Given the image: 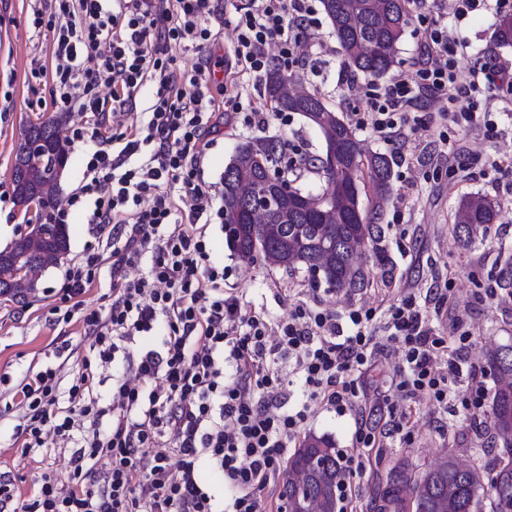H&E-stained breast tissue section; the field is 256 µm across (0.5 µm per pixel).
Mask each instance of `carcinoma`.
<instances>
[{
    "label": "carcinoma",
    "mask_w": 512,
    "mask_h": 512,
    "mask_svg": "<svg viewBox=\"0 0 512 512\" xmlns=\"http://www.w3.org/2000/svg\"><path fill=\"white\" fill-rule=\"evenodd\" d=\"M333 33L341 46L344 65L351 72L370 76L387 73L396 62L397 46L410 24V0H321ZM497 40L512 44V15L497 24ZM291 81L281 68L270 67L263 78L265 105L275 112H300L321 133L324 143L345 146L339 166L328 169L321 159L303 162L304 171L328 185L322 193L288 187L268 223L278 225L269 233L264 224L250 223L251 199L224 183V231L230 248L239 258L252 261L260 256L288 272L306 269L314 282L330 288L361 291L370 284V273L357 263V256L373 252L388 260L380 247L377 214L362 208V196H385L391 188L392 166L381 153L363 149L354 128L329 109L316 94L291 96L285 91ZM67 119L59 112L51 120L30 125L17 146L12 169L16 204L35 202L45 208L53 200L43 191L42 170L66 167L68 145L58 142L57 130ZM47 137L56 142L54 152L41 164L26 158V144ZM283 143L278 139H255L240 145L224 168V176L263 192L271 181L272 168L281 159ZM499 202L487 196L462 197L454 215V234L463 246L473 243V232L497 221ZM28 232L0 256V295L25 302L13 280L23 267L39 268L46 256L69 251L67 225L36 220ZM486 363L500 378H512V344L498 345L486 353ZM494 442L503 448L502 467L494 476L480 464H462L452 448L440 449V460L416 471L403 462L387 476L385 487L374 499V512H483L490 500L491 512H512V383L499 388L493 398ZM308 472L304 485L287 479L281 496L288 512H306L308 503L317 512H343L339 489L346 479L340 453L332 440L310 434L288 458V472Z\"/></svg>",
    "instance_id": "1"
}]
</instances>
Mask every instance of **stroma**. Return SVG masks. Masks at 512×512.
Listing matches in <instances>:
<instances>
[{"mask_svg":"<svg viewBox=\"0 0 512 512\" xmlns=\"http://www.w3.org/2000/svg\"><path fill=\"white\" fill-rule=\"evenodd\" d=\"M35 5V0H0V251L25 234L29 217L36 214L14 200L11 169L16 147L29 123L56 113L52 107L37 111L28 106L32 100L49 101L52 95L51 83L30 74L33 63L51 65L53 54L51 32L32 24ZM311 5L316 24L303 38L291 74L298 79L297 90L321 95L340 119L354 125L366 150L391 159V193L380 207L382 245L390 262L382 265L375 257H367L372 285L361 292L318 290L307 272L291 274L258 259H238L216 222L207 229L210 258L223 266L225 287L243 292L247 301L274 321L286 318L291 307L302 302L318 301L339 314L354 304L386 307L409 285L416 289L419 304L431 307L434 289L453 286L454 295L438 307L435 324L448 331L456 319H465L470 338L461 354L469 363L484 366L488 348L512 342V292L499 290L494 298L487 295L489 288L496 287L504 259L512 258V47L498 45L494 38L501 14L491 2L457 26L459 68L470 72L487 60L497 65L499 74L493 83H481L478 93L456 101L453 108L491 120L494 134L485 136L480 125L436 120L419 127L401 145L378 137L362 119L372 112L381 87L412 74L427 28L432 19L451 15V0H413L412 21L398 46L396 64L379 78L345 68L320 0H311ZM260 137L280 139L287 162L324 150L320 132L300 113L272 112L260 124L238 117L225 124L223 135L207 150L205 181L220 182L237 147ZM476 194L497 200L500 212L496 224L465 247L453 232L454 210L460 197ZM67 227L69 252L43 272L33 301L23 308L0 297V471L15 476L23 495L41 473L63 481L71 467L73 444L69 441L22 452L14 430L13 397L14 386L28 371L54 363L56 337L67 339L72 350L61 370L62 386H69L88 351L80 326L54 324L51 309L64 286L66 268L88 250L105 249L107 236L87 224L82 206L69 210ZM483 381L485 396L477 411L466 410L458 401L444 411L426 402L417 404L413 443L393 438L362 456L359 469L348 480L350 495L344 512H371L375 489L385 484L395 465L404 460L416 466L433 464L444 446L455 449L463 461L496 467L501 448L492 438L490 423L497 381L490 372ZM354 431L353 412L339 413L319 405L313 406L302 429L306 435L331 437L341 450L355 447Z\"/></svg>","mask_w":512,"mask_h":512,"instance_id":"35a3bbf8","label":"stroma"}]
</instances>
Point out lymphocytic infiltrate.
<instances>
[{
    "instance_id": "1",
    "label": "lymphocytic infiltrate",
    "mask_w": 512,
    "mask_h": 512,
    "mask_svg": "<svg viewBox=\"0 0 512 512\" xmlns=\"http://www.w3.org/2000/svg\"><path fill=\"white\" fill-rule=\"evenodd\" d=\"M214 11V0H41L33 11L34 25L53 36V63L31 75L51 80L53 105L86 113L71 142L95 145L68 203L91 200L88 221L107 232L112 257L89 252L69 266L53 308L90 342L68 390L51 365L14 389L23 448L76 439L69 475L63 482L43 476L22 499L14 476L0 472V512H220L201 478L205 466L222 477L230 512H273L257 493L284 474L310 402L357 411L359 382L385 343L401 352L387 380L399 398L444 409L457 397L437 368L448 339L414 290L388 308L360 305L342 317L299 303L273 323L225 287L200 224L213 198L201 162L224 125V94L207 78L209 57L190 70L176 64L177 51L210 43ZM235 12V67L256 77L273 62L290 68L300 31L314 24L308 0H248ZM495 76L490 63L479 76L462 74L452 29L434 22L415 74L394 79L376 99L372 129L385 139L403 136L419 101L465 97ZM148 85L155 95L147 122L111 135ZM105 266L109 303L87 309L82 297ZM152 337L162 351L137 350ZM119 356L123 371L104 407L93 394L96 372ZM284 360L294 362L303 388L292 408L283 400Z\"/></svg>"
}]
</instances>
